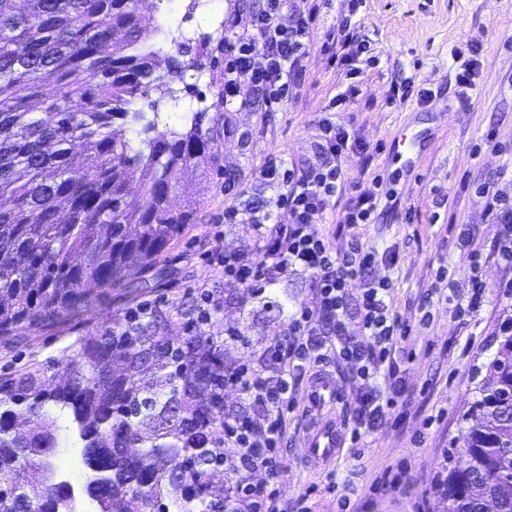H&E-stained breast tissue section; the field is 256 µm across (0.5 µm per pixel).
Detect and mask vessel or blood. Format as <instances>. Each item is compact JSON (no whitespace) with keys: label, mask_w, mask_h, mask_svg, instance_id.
<instances>
[{"label":"vessel or blood","mask_w":512,"mask_h":512,"mask_svg":"<svg viewBox=\"0 0 512 512\" xmlns=\"http://www.w3.org/2000/svg\"><path fill=\"white\" fill-rule=\"evenodd\" d=\"M337 394L335 379L321 372L313 376L306 388L307 407L318 412L319 418L303 437L302 455L307 464L320 470L334 463L345 446L343 424L331 411Z\"/></svg>","instance_id":"b4317fda"}]
</instances>
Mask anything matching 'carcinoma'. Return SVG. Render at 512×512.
I'll return each instance as SVG.
<instances>
[{"label": "carcinoma", "instance_id": "1", "mask_svg": "<svg viewBox=\"0 0 512 512\" xmlns=\"http://www.w3.org/2000/svg\"><path fill=\"white\" fill-rule=\"evenodd\" d=\"M0 0V341L21 329L63 325L92 303L80 287L99 282L101 295L147 273L190 223L199 203V172L216 158L224 128L217 112L193 113L185 132L157 131L133 144L132 105L157 91L178 97L155 75L163 51L139 10L140 0ZM173 41L172 77L192 62ZM54 79L55 94L43 96ZM208 127H203L204 121ZM80 142L74 155L69 145ZM137 185L142 204L127 202ZM180 192L186 205L172 206ZM170 312L154 305L145 320L119 316L100 336L77 338L54 386L42 363L0 374V512H75L74 489L56 483L32 498L28 477H53L60 439L48 405L71 410L96 512H235L211 499L224 486V357L214 337L194 330L170 341ZM152 371L158 388L136 378ZM471 467L446 466L438 512H481L486 477L512 500V335L505 333L478 397L464 417ZM145 444L143 455L121 448ZM182 459L169 473L163 461Z\"/></svg>", "mask_w": 512, "mask_h": 512}]
</instances>
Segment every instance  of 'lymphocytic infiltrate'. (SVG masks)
<instances>
[{
	"mask_svg": "<svg viewBox=\"0 0 512 512\" xmlns=\"http://www.w3.org/2000/svg\"><path fill=\"white\" fill-rule=\"evenodd\" d=\"M313 20V9L300 7L296 0H263L250 13L246 27L228 42L225 102H232L244 83L268 108L287 102L288 78L310 49ZM257 55L264 58V65L254 66L252 59ZM319 137L328 151L320 167L299 175L271 164L260 173L276 192L275 209L286 210L287 220L274 219L272 211L259 215L236 206L224 211L225 223L249 225L253 241L249 251L221 256L225 276L257 293L293 272L311 273L317 284L311 303L292 315L287 328L256 363L224 369L225 387L238 390L261 408L256 416L224 423V441L235 449L224 466L241 477L236 498L239 512H275L276 489L270 480L281 470L283 409L300 379L301 361L312 352L336 353L353 372L361 389L353 410L360 425L374 428L394 403L393 398L384 397L374 379L398 336L408 328L386 302L387 280L373 277L371 271L380 260L392 264L396 257L379 258L358 244V228L368 223L376 207V196L370 192L357 197L343 217L349 233L345 248H336L329 238L313 232V224L324 219L327 203L336 194L342 179L340 159L350 148L348 133L331 121L320 124ZM353 318L358 319L364 340L351 336L348 323ZM256 472L265 473L267 482L250 483V475Z\"/></svg>",
	"mask_w": 512,
	"mask_h": 512,
	"instance_id": "f902f5d3",
	"label": "lymphocytic infiltrate"
}]
</instances>
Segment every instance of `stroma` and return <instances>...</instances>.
Here are the masks:
<instances>
[{
	"instance_id": "35a3bbf8",
	"label": "stroma",
	"mask_w": 512,
	"mask_h": 512,
	"mask_svg": "<svg viewBox=\"0 0 512 512\" xmlns=\"http://www.w3.org/2000/svg\"><path fill=\"white\" fill-rule=\"evenodd\" d=\"M312 49L301 74L292 76V94L281 108L267 111L249 85L224 106V131L217 143L219 166L201 177L195 219L162 256L165 274L159 287L136 296L116 291L94 303L69 324L20 331L14 342L0 343V373L30 360L48 363L49 376H62L65 349L76 338L100 333L123 309L139 302L176 309L168 327L187 335L179 308L198 309L200 291L213 294L210 317L199 322L206 335L224 343L225 364L250 363L287 327L299 306L310 303V274H288L257 294L225 278L216 254L250 247V227L225 224L224 209L243 205L264 210L272 189L260 179L268 161L308 168L324 160L318 128L331 120L344 128L353 148L341 159L343 187L328 203L318 235L334 236L346 211L382 177L384 191L373 223L360 231L363 248L396 254L393 266L374 268L390 284L389 306L409 336L398 338L379 381L395 394L382 424L362 430L359 451L344 449L328 470H315L298 455V439L309 423L303 390L284 410L283 473L276 482L281 512H436L437 478L447 454H461V418L500 343V325L512 317V279L497 252L500 227L489 217L480 195L489 187L512 199V0H317ZM259 0H161L145 19L163 24L167 39L198 42L229 38L231 23L246 25ZM355 28L359 41L341 48L346 63L332 62L320 46L343 26ZM475 76L461 91L457 76L465 65ZM193 93L178 100L151 93L137 101L159 129L188 130L193 112L210 107L216 89L212 70L188 69ZM408 83L413 93L391 98L393 86ZM416 137L406 169L394 140ZM470 249L455 241L462 230ZM479 256L484 294L479 309L465 320L452 319L438 271L458 283L471 275L468 250ZM240 330L245 343L226 341ZM331 374L340 389L335 405L346 431L356 430L352 409L358 385L334 358L307 362L300 377ZM61 448L53 463L58 478L81 490L91 472L84 465L72 415L61 406L49 410Z\"/></svg>"
}]
</instances>
